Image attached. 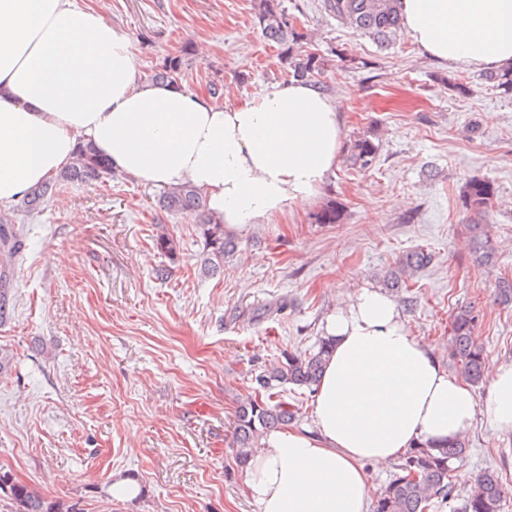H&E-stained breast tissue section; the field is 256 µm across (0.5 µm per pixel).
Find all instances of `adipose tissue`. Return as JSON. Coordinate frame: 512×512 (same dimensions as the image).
Segmentation results:
<instances>
[{
    "instance_id": "obj_1",
    "label": "adipose tissue",
    "mask_w": 512,
    "mask_h": 512,
    "mask_svg": "<svg viewBox=\"0 0 512 512\" xmlns=\"http://www.w3.org/2000/svg\"><path fill=\"white\" fill-rule=\"evenodd\" d=\"M411 41L457 67H512V0H399ZM341 99L305 83L238 105L151 83L131 38L82 0H0V206L88 144L130 179L189 181L225 231L313 200L342 144ZM334 341L313 395L315 433L260 439L245 470L258 512H366L365 463L462 437L476 418L512 432V363L484 401L411 336L396 302L363 287L325 318Z\"/></svg>"
}]
</instances>
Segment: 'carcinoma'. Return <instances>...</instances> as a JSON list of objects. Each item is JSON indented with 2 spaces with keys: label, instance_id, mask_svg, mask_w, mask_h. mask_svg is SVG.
<instances>
[{
  "label": "carcinoma",
  "instance_id": "carcinoma-1",
  "mask_svg": "<svg viewBox=\"0 0 512 512\" xmlns=\"http://www.w3.org/2000/svg\"><path fill=\"white\" fill-rule=\"evenodd\" d=\"M324 8L337 20L382 45L390 43L402 30L398 0H324ZM258 21L267 40L286 47L289 76L296 81L317 82L326 58L302 49L306 35L279 9L278 0H261ZM185 66V55L168 56L154 70L152 79L177 85ZM483 80L494 88L512 92V70L489 71L484 74ZM376 152L377 146L369 138L361 137L352 143L349 159L352 165L367 169L375 160ZM112 173L106 159L91 146L81 145L72 165L54 177L52 182L32 189L20 207L28 211L37 209L55 182L85 184L101 181L112 176ZM494 198L493 185L484 179H469L462 191V205L476 220L489 215ZM161 205L169 212L205 209L202 192L190 182L163 192ZM199 229L209 268L217 272L224 266V260L234 254L235 241L224 235V225L212 223L207 214ZM472 229L476 261L486 267L496 265L498 256L492 240L480 232V225L474 224ZM0 247L4 249L5 256L0 266L1 282L7 277L9 264L19 258L20 249L18 232L7 214H0ZM430 260L431 256L427 253L406 254L400 261L398 271L388 277L386 287H402V275L426 266ZM478 324L479 313L471 304L457 307L452 314V355L466 380L473 385L483 382L485 378L484 348L476 340ZM331 348L330 339L323 338L314 352H285L281 361L256 377L258 389L254 397L239 406L233 433L235 457L240 467L247 466L252 448L256 447L263 433L285 428L297 417V411L289 408L288 403L274 401V397L278 396L276 389L291 384L315 391ZM466 448V442L457 441L435 448L419 445L411 449L401 458L397 472L371 502V512H428L454 498L450 481L451 462L462 458ZM505 494L506 488L499 474L485 470L478 475L473 490L462 500L457 512H503ZM0 495L9 500L10 512H75L72 505L60 499L34 494L16 482L8 472L0 471Z\"/></svg>",
  "mask_w": 512,
  "mask_h": 512
}]
</instances>
